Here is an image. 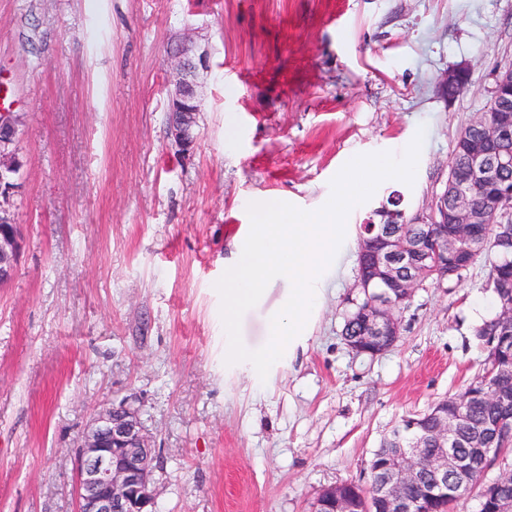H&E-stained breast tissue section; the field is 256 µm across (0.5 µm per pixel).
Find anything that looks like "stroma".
<instances>
[{
  "label": "stroma",
  "mask_w": 512,
  "mask_h": 512,
  "mask_svg": "<svg viewBox=\"0 0 512 512\" xmlns=\"http://www.w3.org/2000/svg\"><path fill=\"white\" fill-rule=\"evenodd\" d=\"M207 51L197 138L169 132L170 53ZM469 83L447 98L448 69ZM512 67V0H0V89L23 115L10 204L23 240L0 285V512H74L73 458L94 414L132 398L163 467L156 512H313L366 481L402 417L482 368L475 298L490 261L424 284L388 352L343 338L356 228L402 192L426 218L453 143ZM345 221L316 310L266 380L226 365L215 288L240 259L247 202L320 210L354 157L402 155ZM288 283L241 320L268 341Z\"/></svg>",
  "instance_id": "35a3bbf8"
}]
</instances>
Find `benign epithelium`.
Masks as SVG:
<instances>
[{
	"instance_id": "1",
	"label": "benign epithelium",
	"mask_w": 512,
	"mask_h": 512,
	"mask_svg": "<svg viewBox=\"0 0 512 512\" xmlns=\"http://www.w3.org/2000/svg\"><path fill=\"white\" fill-rule=\"evenodd\" d=\"M205 63L194 43L186 38L178 49L177 79L169 89L171 133L182 146L196 139L194 114L198 102L196 72ZM469 70L460 66L445 73L447 97L453 98ZM494 94L512 97V68L496 76ZM23 122L14 112L0 110V193L14 186L15 170L20 165L16 149ZM467 147L466 166L448 173L442 191L429 205L432 224H450L448 248L436 235L411 236L400 229L396 213L385 224L370 226L372 240L361 242L363 257L357 287L363 290L366 304L357 310L363 335L349 342L358 354L372 357L391 349L400 339V305L420 285L426 267L444 266L445 254L459 255L461 236L477 242L487 235L490 212H512V186H503L494 208L479 206L482 188L499 185L500 175L512 169V153L499 148L512 140V105L505 102L495 119L479 136L460 134ZM21 249L20 225L11 210L0 201V284L9 282L17 267ZM436 427L432 431L434 448L426 452L412 440L419 419L407 418L385 438L392 452L375 471L371 483L344 482L323 490L314 512H426L422 506L442 500L452 506L470 487L471 474L502 454L493 445L477 446L470 454L457 451V439L448 428V407L438 401L432 406ZM161 461L154 439L141 409L127 399L99 410L82 433L75 457L76 508L74 512H154L157 498L156 472ZM512 482L505 472L487 483L479 493L480 503L490 495L496 501L493 512H512V498L500 488Z\"/></svg>"
}]
</instances>
